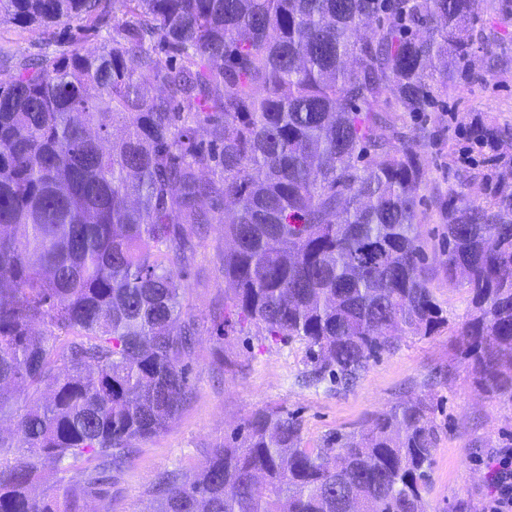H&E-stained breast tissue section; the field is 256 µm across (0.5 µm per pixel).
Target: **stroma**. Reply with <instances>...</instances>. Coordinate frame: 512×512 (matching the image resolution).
<instances>
[{
    "label": "stroma",
    "instance_id": "obj_1",
    "mask_svg": "<svg viewBox=\"0 0 512 512\" xmlns=\"http://www.w3.org/2000/svg\"><path fill=\"white\" fill-rule=\"evenodd\" d=\"M479 16L493 55L473 57L476 80L449 86L433 112L400 117L405 131L421 133L424 144L420 224L429 286L442 310L440 327L426 336H403L349 388L309 382L304 341L275 342L261 328L234 319L224 282L223 228L200 225L194 261L180 273L188 312L198 325L188 359L191 398L165 431L137 443L131 462L89 507L151 512L163 474L197 472L214 446L261 411L298 418L302 447L321 448L331 435L362 430L377 415L418 400L438 435L424 493L427 512H489L500 462L512 453V387L480 390L463 357L458 333L469 318L468 293L444 271L448 219L440 208L462 182L468 198L480 200L476 175L485 156L512 157V0H480ZM76 27L67 20L21 26L0 19V77L9 78L18 63L74 46L98 52L101 31L82 32L74 46L64 40V30ZM480 123L499 127L505 139L479 148L470 131Z\"/></svg>",
    "mask_w": 512,
    "mask_h": 512
}]
</instances>
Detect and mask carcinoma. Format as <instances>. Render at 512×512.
<instances>
[{
	"label": "carcinoma",
	"mask_w": 512,
	"mask_h": 512,
	"mask_svg": "<svg viewBox=\"0 0 512 512\" xmlns=\"http://www.w3.org/2000/svg\"><path fill=\"white\" fill-rule=\"evenodd\" d=\"M478 2L112 0L101 51L0 79V421H14L0 512H88L187 401L196 322L177 278L200 224L224 225L238 317L305 341L318 380L346 385L439 327L422 143L387 105L420 115L472 78ZM104 9L0 0L24 25L97 28ZM486 168L481 201L448 205L445 265L468 290L460 343L489 391L512 378V168ZM43 386L45 403L19 405L14 389ZM437 440L419 401L317 451L298 420L258 413L200 472L166 474L154 512H425Z\"/></svg>",
	"instance_id": "carcinoma-1"
}]
</instances>
